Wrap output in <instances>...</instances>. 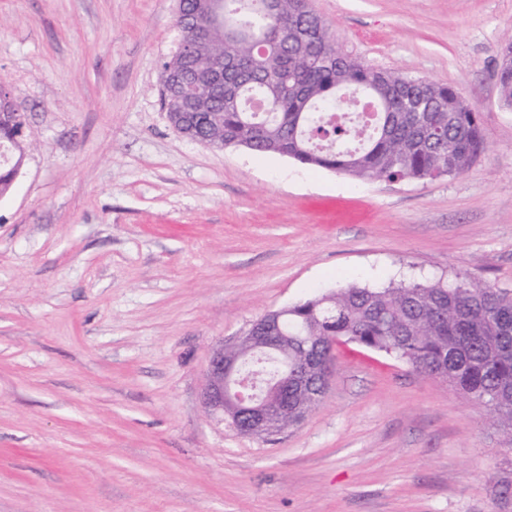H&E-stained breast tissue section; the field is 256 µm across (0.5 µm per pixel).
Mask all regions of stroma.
<instances>
[{
	"mask_svg": "<svg viewBox=\"0 0 512 512\" xmlns=\"http://www.w3.org/2000/svg\"><path fill=\"white\" fill-rule=\"evenodd\" d=\"M176 4L0 0L27 117L0 198V512H512L502 434L397 357L339 348L272 442L201 403L211 349L268 312L458 271L512 292V0H311L353 57L477 110L484 152L424 181L181 137Z\"/></svg>",
	"mask_w": 512,
	"mask_h": 512,
	"instance_id": "stroma-1",
	"label": "stroma"
}]
</instances>
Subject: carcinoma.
Returning <instances> with one entry per match:
<instances>
[{
    "mask_svg": "<svg viewBox=\"0 0 512 512\" xmlns=\"http://www.w3.org/2000/svg\"><path fill=\"white\" fill-rule=\"evenodd\" d=\"M216 0L196 22L208 29L193 46L203 66L231 70L224 96L202 92L188 118L198 142L245 145L258 153L366 180H427L466 173L485 148L478 113L446 85L367 65L336 49L309 0ZM162 76L164 107L179 93ZM500 99L512 107V63L500 69ZM0 122V146L13 140L24 113ZM279 336L288 364L312 360L322 339L330 361L338 339L394 355L476 403L512 452V293L457 273L451 281L348 285L288 308Z\"/></svg>",
    "mask_w": 512,
    "mask_h": 512,
    "instance_id": "obj_1",
    "label": "carcinoma"
}]
</instances>
